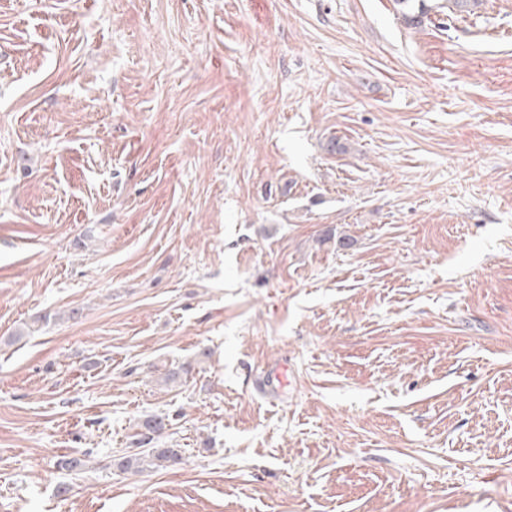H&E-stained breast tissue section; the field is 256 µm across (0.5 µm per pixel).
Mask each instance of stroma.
<instances>
[{"mask_svg":"<svg viewBox=\"0 0 512 512\" xmlns=\"http://www.w3.org/2000/svg\"><path fill=\"white\" fill-rule=\"evenodd\" d=\"M436 3L0 0V512H512V0ZM180 460L181 454L179 449L151 446L142 451L120 457L117 466L127 472H143L145 470L178 464Z\"/></svg>","mask_w":512,"mask_h":512,"instance_id":"obj_1","label":"stroma"}]
</instances>
